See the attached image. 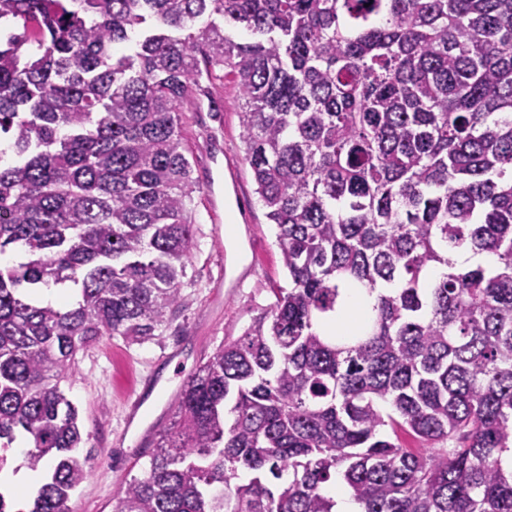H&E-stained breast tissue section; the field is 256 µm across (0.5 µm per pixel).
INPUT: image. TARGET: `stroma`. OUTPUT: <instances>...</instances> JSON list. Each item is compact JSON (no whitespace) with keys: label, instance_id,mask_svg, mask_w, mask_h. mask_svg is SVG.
Returning a JSON list of instances; mask_svg holds the SVG:
<instances>
[{"label":"stroma","instance_id":"1","mask_svg":"<svg viewBox=\"0 0 512 512\" xmlns=\"http://www.w3.org/2000/svg\"><path fill=\"white\" fill-rule=\"evenodd\" d=\"M181 114V135L199 190L192 203L195 243L184 291L190 305L178 311L163 335L140 344L102 339L77 356L61 384L79 412L90 456L87 477L71 498L72 512H112V498L153 449L125 430L127 405L139 400L142 426L168 423L178 392L200 359L239 337L252 318L287 286L273 225L266 217L253 174L243 159L242 100L232 78L202 80ZM219 151L226 165L224 202L237 216L232 233L217 224L204 191L208 157Z\"/></svg>","mask_w":512,"mask_h":512}]
</instances>
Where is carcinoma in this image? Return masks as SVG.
<instances>
[{
  "mask_svg": "<svg viewBox=\"0 0 512 512\" xmlns=\"http://www.w3.org/2000/svg\"><path fill=\"white\" fill-rule=\"evenodd\" d=\"M2 20L23 32L0 33V448L25 436L50 467L13 512H71L87 475L77 354L189 305L180 117L217 70L288 287L199 361L112 512H333L336 483L361 512H512V0H0ZM66 283L65 306L22 291ZM353 288L375 303L342 339Z\"/></svg>",
  "mask_w": 512,
  "mask_h": 512,
  "instance_id": "carcinoma-1",
  "label": "carcinoma"
}]
</instances>
